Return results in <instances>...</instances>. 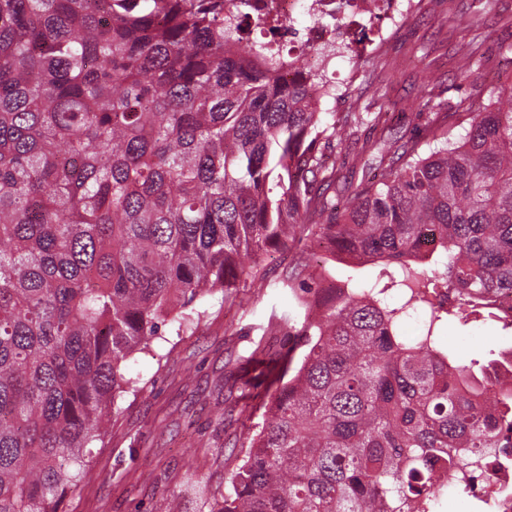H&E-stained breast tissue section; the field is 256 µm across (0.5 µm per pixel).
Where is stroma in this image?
<instances>
[{
    "label": "stroma",
    "mask_w": 512,
    "mask_h": 512,
    "mask_svg": "<svg viewBox=\"0 0 512 512\" xmlns=\"http://www.w3.org/2000/svg\"><path fill=\"white\" fill-rule=\"evenodd\" d=\"M462 15L476 25L449 35ZM349 30L357 50L331 60L328 76L341 94L324 101V112L341 116L358 103L418 138L426 118L413 104L429 99L451 112L474 88L512 74L501 52L512 43V0H419L383 42L376 28L353 23ZM474 38L484 40L486 59L463 76L457 45ZM292 258L289 251L265 258L264 279L242 284L236 301L201 303L202 316L189 329H166L152 353L126 362L136 389L118 398L63 512H156L165 496L176 498L181 512H208L228 493L247 438L263 422L265 361L300 343L278 325L286 314L300 320L286 281Z\"/></svg>",
    "instance_id": "35a3bbf8"
}]
</instances>
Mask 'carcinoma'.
Listing matches in <instances>:
<instances>
[{
    "label": "carcinoma",
    "mask_w": 512,
    "mask_h": 512,
    "mask_svg": "<svg viewBox=\"0 0 512 512\" xmlns=\"http://www.w3.org/2000/svg\"><path fill=\"white\" fill-rule=\"evenodd\" d=\"M266 24L251 0H0V512H60L125 363L304 239L329 257L288 272L300 352L269 367L210 512H424L512 448V387L491 377L512 353L440 343L512 297V76L451 114L418 104L425 153L364 141L386 164L356 184L323 152L371 113L323 121L327 69L252 37ZM482 59L467 42L461 74ZM340 255L378 274L338 284Z\"/></svg>",
    "instance_id": "carcinoma-1"
}]
</instances>
